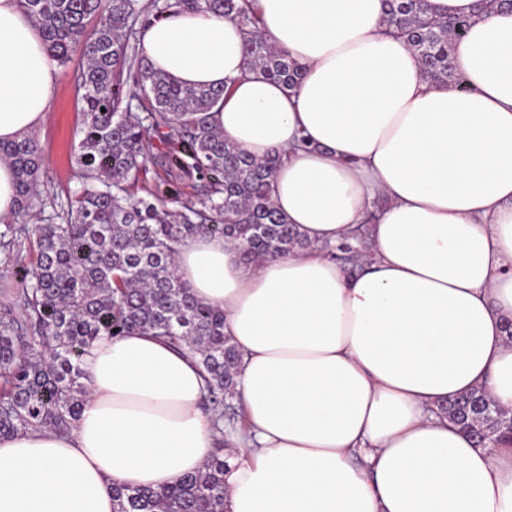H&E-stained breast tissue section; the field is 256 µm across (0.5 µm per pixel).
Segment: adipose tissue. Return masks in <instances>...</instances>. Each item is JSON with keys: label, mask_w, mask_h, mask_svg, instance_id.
Returning <instances> with one entry per match:
<instances>
[{"label": "adipose tissue", "mask_w": 512, "mask_h": 512, "mask_svg": "<svg viewBox=\"0 0 512 512\" xmlns=\"http://www.w3.org/2000/svg\"><path fill=\"white\" fill-rule=\"evenodd\" d=\"M255 3L295 88L249 70L242 27L216 14L168 13L139 44L223 88L226 140L281 154L274 203L309 243L249 263L201 235L176 256L240 354L225 512H512V443L477 445L440 411L477 388L512 409V10L455 43L465 93L425 80L384 0ZM56 81L22 0H0V142L44 121ZM362 238L353 275L329 249ZM84 367L70 433L0 439V512H113V485L169 486L209 459L193 355L135 331Z\"/></svg>", "instance_id": "obj_1"}]
</instances>
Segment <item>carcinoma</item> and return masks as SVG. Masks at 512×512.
I'll list each match as a JSON object with an SVG mask.
<instances>
[{
    "instance_id": "1",
    "label": "carcinoma",
    "mask_w": 512,
    "mask_h": 512,
    "mask_svg": "<svg viewBox=\"0 0 512 512\" xmlns=\"http://www.w3.org/2000/svg\"><path fill=\"white\" fill-rule=\"evenodd\" d=\"M385 22L419 57L426 79L468 91L452 65L453 47L476 17L436 18L426 0H385ZM50 60L78 53L80 140L74 149L80 189L39 224H19L39 195L43 155L23 136L0 143V161L14 171L17 208L0 228V248L25 240L31 267L16 305L0 310V437L26 430L67 432L89 385L84 357L101 336L149 333L185 347L207 374L206 410L223 433L232 408L239 354L224 336V310L197 298L176 270L177 247L199 235L240 246L249 262L308 247L273 202L280 154L252 156L224 140L211 120L224 96L213 86H186L155 69L131 43L144 27L178 8L215 13L246 30L243 51L253 69L293 88L302 71L257 28L246 0H23ZM160 158L195 177L201 197L170 212L174 185L161 192L140 181L155 142ZM442 410L473 437L497 443L512 434V413L484 390ZM224 456L214 450L203 469L158 489L113 487L114 512H224Z\"/></svg>"
}]
</instances>
